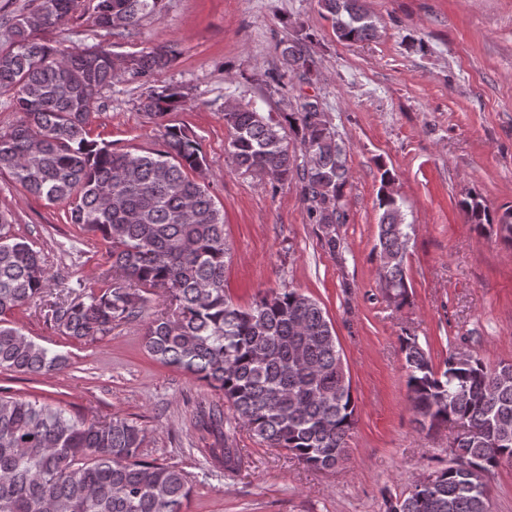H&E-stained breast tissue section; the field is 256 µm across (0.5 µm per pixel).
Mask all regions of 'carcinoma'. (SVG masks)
I'll return each mask as SVG.
<instances>
[{
	"mask_svg": "<svg viewBox=\"0 0 512 512\" xmlns=\"http://www.w3.org/2000/svg\"><path fill=\"white\" fill-rule=\"evenodd\" d=\"M83 0H30L19 13L0 15V96L21 120L0 132V173L49 204H70V221L109 244V264L98 286L67 285L45 295L49 274L41 252L12 232L0 212V370L43 375L66 358L25 336L14 311L38 301L44 323L63 336L95 342L120 323L144 322L148 352L223 393L234 419L258 441L283 448L315 470H331L347 456L355 424L351 384L340 367L335 330L320 304L294 288L272 290L243 309L224 292V211L209 186L189 177L205 165L197 137L165 123L184 102L180 88L152 86L139 109L164 128V149L133 153L89 137L96 104L112 80L148 83L171 62L170 52L119 54L111 45L59 48L39 34L60 26ZM163 0H97L93 22L107 35L131 34L158 15ZM341 41L373 39L377 27L358 0H318ZM314 60L300 41L284 43L281 69L266 86L279 93L293 75L312 80ZM229 104L228 151L240 169L270 178L272 187L301 183L308 217L329 227L345 219L341 206L349 181L347 152L318 101L283 114ZM291 130L314 157L306 166L288 149ZM381 176L379 256L394 302L406 295L404 259L408 225ZM467 222L494 223L484 199L461 202ZM167 296L150 307L151 294ZM406 387L422 429L462 426L448 467L407 495L388 501V512H490L481 492L484 473L512 461V365L491 368L477 358L451 354L437 370L416 339L403 340ZM224 412L201 411L217 427ZM142 428L115 416L88 421L38 400L0 395V512H183L191 495L174 465L141 459ZM227 474L239 469L234 448H213Z\"/></svg>",
	"mask_w": 512,
	"mask_h": 512,
	"instance_id": "carcinoma-1",
	"label": "carcinoma"
}]
</instances>
